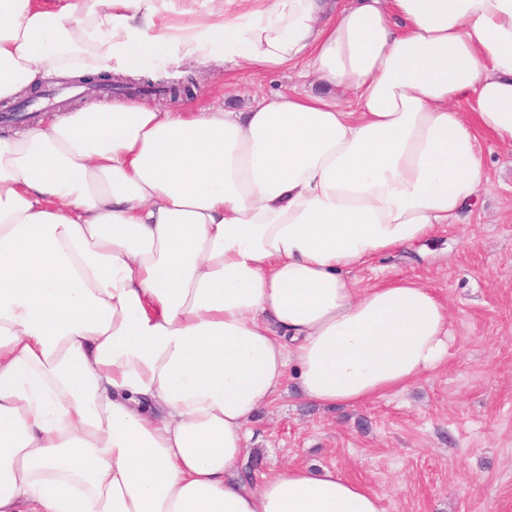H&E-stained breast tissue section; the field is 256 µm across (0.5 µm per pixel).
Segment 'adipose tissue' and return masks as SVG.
<instances>
[{"mask_svg":"<svg viewBox=\"0 0 512 512\" xmlns=\"http://www.w3.org/2000/svg\"><path fill=\"white\" fill-rule=\"evenodd\" d=\"M208 2L0 0V100L217 57L327 90L0 136V512H381L333 467L245 481L247 425L448 359L433 288L354 273L460 220L480 133L512 146V0Z\"/></svg>","mask_w":512,"mask_h":512,"instance_id":"ef3b65f1","label":"adipose tissue"}]
</instances>
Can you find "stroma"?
I'll return each mask as SVG.
<instances>
[{
  "label": "stroma",
  "mask_w": 512,
  "mask_h": 512,
  "mask_svg": "<svg viewBox=\"0 0 512 512\" xmlns=\"http://www.w3.org/2000/svg\"><path fill=\"white\" fill-rule=\"evenodd\" d=\"M195 75L197 108H245L280 91L317 92L294 72L167 63L151 80ZM55 109L98 101L160 105L155 96L98 93L67 101L56 76ZM490 180L461 224L375 259L361 286L411 279L435 288L449 307L447 363L406 389L361 406L322 408L286 394L249 422L259 470L287 464L333 467L365 482L382 512H512V147L482 142Z\"/></svg>",
  "instance_id": "1"
}]
</instances>
